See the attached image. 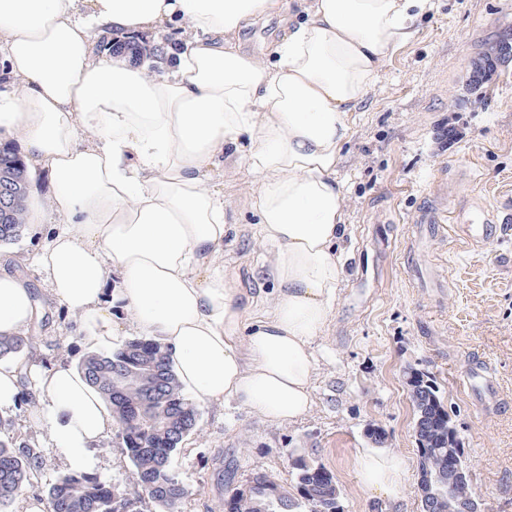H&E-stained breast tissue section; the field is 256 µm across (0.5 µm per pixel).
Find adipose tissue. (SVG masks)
I'll return each instance as SVG.
<instances>
[{
    "label": "adipose tissue",
    "mask_w": 512,
    "mask_h": 512,
    "mask_svg": "<svg viewBox=\"0 0 512 512\" xmlns=\"http://www.w3.org/2000/svg\"><path fill=\"white\" fill-rule=\"evenodd\" d=\"M272 57L242 52L256 16L287 14ZM430 0H0V143L21 136L61 216L36 256L49 291L78 316L83 346L122 333L130 313L166 351L185 392L235 400L270 424L312 408L314 339L344 281L345 198L336 165L352 117ZM177 60L154 73L96 56L93 37L159 26ZM247 170L257 233L252 270L267 307L214 269L224 249L217 173ZM39 314L22 275L0 265V335ZM32 381L23 393L21 375ZM34 401L51 447L84 468L115 421L75 370L0 361V408Z\"/></svg>",
    "instance_id": "adipose-tissue-1"
}]
</instances>
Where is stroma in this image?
I'll return each instance as SVG.
<instances>
[{
    "instance_id": "35a3bbf8",
    "label": "stroma",
    "mask_w": 512,
    "mask_h": 512,
    "mask_svg": "<svg viewBox=\"0 0 512 512\" xmlns=\"http://www.w3.org/2000/svg\"><path fill=\"white\" fill-rule=\"evenodd\" d=\"M416 29L384 65L336 166L347 276L313 342V406L297 422L272 425L233 400L199 404L197 430L172 459L187 490L182 512H220L229 470L239 482L262 471L294 487L295 454L334 474L346 512H420L410 367L435 377L452 407L482 512H512V235L463 250L419 224L430 207L449 214L478 205L494 215L512 206V60L479 97L467 92L473 60L512 29V0H432ZM283 34L279 17L264 15L239 43L266 55ZM212 182L230 226L217 264L257 295L251 270L267 247L246 205L255 180L243 170ZM57 221L51 213L27 225L0 254L26 258L29 285L46 299L38 356L73 367L84 353L77 317L49 300L45 276L30 262ZM479 360L498 388L482 406L461 387ZM118 442L113 433L93 448L89 469L131 494ZM364 451L397 459L388 490L362 485L355 459Z\"/></svg>"
}]
</instances>
